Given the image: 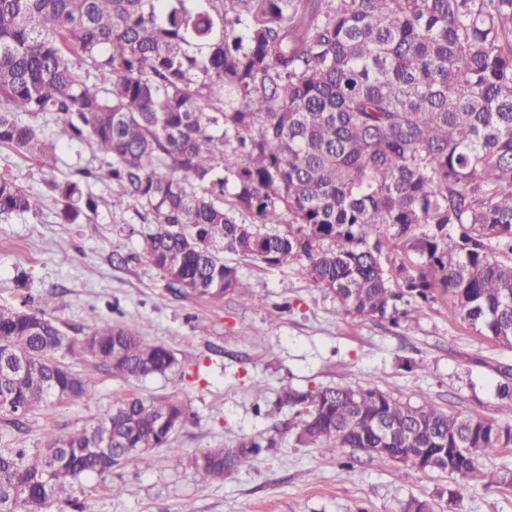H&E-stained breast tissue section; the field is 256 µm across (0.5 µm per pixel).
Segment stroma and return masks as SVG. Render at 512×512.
<instances>
[{
  "instance_id": "stroma-1",
  "label": "stroma",
  "mask_w": 512,
  "mask_h": 512,
  "mask_svg": "<svg viewBox=\"0 0 512 512\" xmlns=\"http://www.w3.org/2000/svg\"><path fill=\"white\" fill-rule=\"evenodd\" d=\"M56 154L55 169L44 171L35 160L0 149V174L42 201L38 212L0 215V306L33 309L41 297L61 293L64 306L53 316L68 335L103 322L131 325L145 340L170 349L179 367L127 380L77 363L95 399L34 410L22 433L0 422V448L29 447L45 433L82 428L131 396L177 397L192 417L169 447L146 449L109 479L80 478L91 512H402L412 496L433 501L436 512H512V487L477 481L462 502L452 503L447 475L372 462L359 449L327 454L298 446L286 429L291 410L262 411L289 386L371 382L403 402L512 424V406L497 397L501 370L512 368V345L478 334L441 296L395 326L343 315L332 293L293 267L239 262L257 296L251 304L235 296L212 303L171 295L142 252L139 206L116 186L79 180L78 170L99 164L94 147L63 140ZM74 180L101 201L86 224L63 223L49 187ZM409 360L416 368H406ZM258 383L264 395H256ZM277 426L284 430L279 447L223 480L203 479L190 466L171 462L176 455L232 447ZM122 485L127 493H119Z\"/></svg>"
}]
</instances>
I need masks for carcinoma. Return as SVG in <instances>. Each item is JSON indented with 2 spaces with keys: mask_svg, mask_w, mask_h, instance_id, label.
<instances>
[{
  "mask_svg": "<svg viewBox=\"0 0 512 512\" xmlns=\"http://www.w3.org/2000/svg\"><path fill=\"white\" fill-rule=\"evenodd\" d=\"M22 113L53 114L56 136ZM65 137L90 141L94 177L144 212L143 253L176 296L254 300L229 254L298 265L353 317L395 323L398 304L446 295L479 334L512 343V0H0V147L51 170ZM51 188L64 222L96 213L79 182ZM40 206L0 175V214ZM57 305L0 307V417L19 433L35 409L93 398L67 356L127 379L178 365L129 327L70 336ZM19 356L32 369L9 373ZM501 377L512 404V370ZM284 406L299 445L388 448L370 459L448 475L452 502L480 459L512 447V426L371 384L286 387ZM191 416L178 398H126L78 431L0 448V488L13 512H44L80 477L168 445ZM278 445L243 437L175 461L221 480Z\"/></svg>",
  "mask_w": 512,
  "mask_h": 512,
  "instance_id": "obj_1",
  "label": "carcinoma"
}]
</instances>
